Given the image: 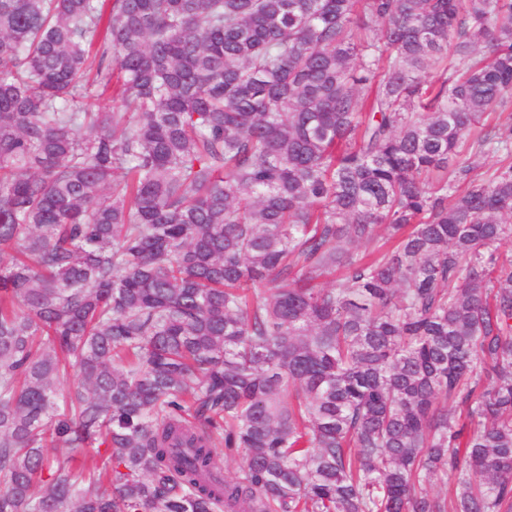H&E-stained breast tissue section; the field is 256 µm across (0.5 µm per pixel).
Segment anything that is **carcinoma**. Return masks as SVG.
Wrapping results in <instances>:
<instances>
[{
  "mask_svg": "<svg viewBox=\"0 0 512 512\" xmlns=\"http://www.w3.org/2000/svg\"><path fill=\"white\" fill-rule=\"evenodd\" d=\"M511 105L512 0H0V512H512Z\"/></svg>",
  "mask_w": 512,
  "mask_h": 512,
  "instance_id": "1",
  "label": "carcinoma"
}]
</instances>
